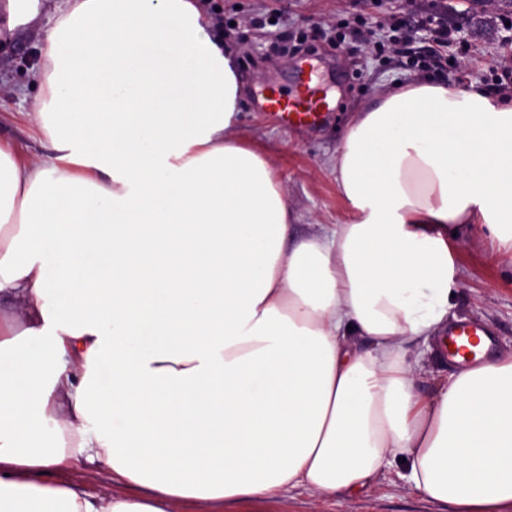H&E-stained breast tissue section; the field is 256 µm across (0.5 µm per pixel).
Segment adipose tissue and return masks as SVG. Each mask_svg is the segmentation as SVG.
Masks as SVG:
<instances>
[{"label": "adipose tissue", "mask_w": 512, "mask_h": 512, "mask_svg": "<svg viewBox=\"0 0 512 512\" xmlns=\"http://www.w3.org/2000/svg\"><path fill=\"white\" fill-rule=\"evenodd\" d=\"M39 37L54 154L0 144V512H247L397 463L427 500L512 512V352L422 387L450 237L512 254V99L382 92L336 150L348 220L297 240L196 0H65ZM84 455L140 497L47 483Z\"/></svg>", "instance_id": "obj_1"}]
</instances>
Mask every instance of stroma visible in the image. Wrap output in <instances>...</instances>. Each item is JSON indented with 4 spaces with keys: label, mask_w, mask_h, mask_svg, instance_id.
Masks as SVG:
<instances>
[{
    "label": "stroma",
    "mask_w": 512,
    "mask_h": 512,
    "mask_svg": "<svg viewBox=\"0 0 512 512\" xmlns=\"http://www.w3.org/2000/svg\"><path fill=\"white\" fill-rule=\"evenodd\" d=\"M437 3L447 6L448 23L460 37L442 67L431 60L430 42L422 32L411 33L401 53L386 45L367 47L356 41L339 45L317 41L285 55L275 51L284 38H298L356 13L375 19L393 11L412 24L421 11ZM54 7V0H43L38 15L0 47V142L21 156L53 153L32 110L40 93L35 73L42 59L36 33L49 26ZM205 12L237 27L225 44L242 83L241 132L249 147L272 159L287 188L288 203L296 215L294 233L300 238L310 234L314 225L339 224L347 218L348 208L336 188L333 158L351 112L399 84L456 81L495 93L491 69L503 53L500 19L512 18V0H497L492 7L484 6L482 0H207ZM313 59L319 62L317 83L330 103L327 121L307 131L274 124L258 109L256 87L280 93L299 88L300 66ZM451 253L462 271L452 299L453 313L487 325L495 351L511 352L512 256L493 255L478 227L466 232L463 243L452 244ZM57 478L98 498L129 491L111 472L85 459L71 463ZM319 512H438V508L411 490L393 468L381 473L364 492L325 501Z\"/></svg>",
    "instance_id": "1"
}]
</instances>
